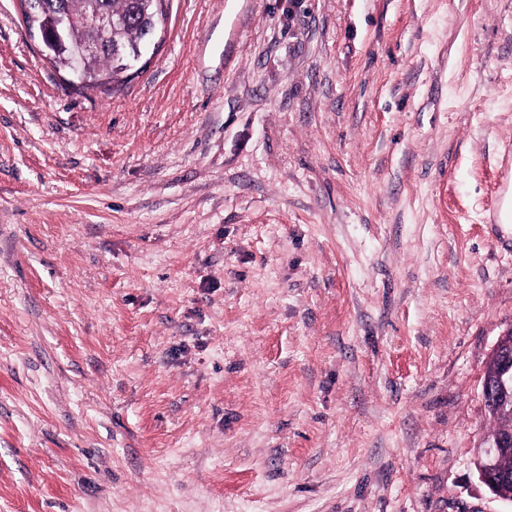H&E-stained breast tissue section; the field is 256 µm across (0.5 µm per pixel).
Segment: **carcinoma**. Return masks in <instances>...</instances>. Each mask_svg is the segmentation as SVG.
<instances>
[{"mask_svg": "<svg viewBox=\"0 0 512 512\" xmlns=\"http://www.w3.org/2000/svg\"><path fill=\"white\" fill-rule=\"evenodd\" d=\"M169 0H29L25 20L29 27L38 29L43 52L57 66L72 70L74 60L89 37L81 20L94 11L112 13L119 28L116 39L104 44L95 55L85 59L80 68L79 81L87 85L124 82L122 74L136 50L153 38L159 24L166 17ZM65 9L76 19L69 30L56 26L58 10Z\"/></svg>", "mask_w": 512, "mask_h": 512, "instance_id": "carcinoma-1", "label": "carcinoma"}]
</instances>
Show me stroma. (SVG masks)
Masks as SVG:
<instances>
[{
  "mask_svg": "<svg viewBox=\"0 0 512 512\" xmlns=\"http://www.w3.org/2000/svg\"><path fill=\"white\" fill-rule=\"evenodd\" d=\"M80 86L0 0V512H512V0H170ZM508 336L512 345V327L499 336L494 346L491 358L496 369L491 380L482 381V400L484 405L489 404L501 412L508 408L511 423L493 433L487 445L479 448L476 468L479 479L489 491L498 500L512 505V492H508L510 487L512 489V473L510 476L502 469L505 458L512 457V357L507 358L503 351ZM505 464L511 468L512 460H505Z\"/></svg>",
  "mask_w": 512,
  "mask_h": 512,
  "instance_id": "1",
  "label": "stroma"
}]
</instances>
